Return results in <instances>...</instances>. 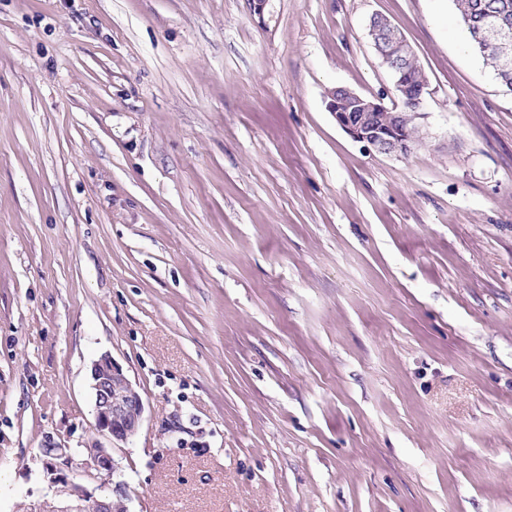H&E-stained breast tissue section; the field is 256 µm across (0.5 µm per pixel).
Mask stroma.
<instances>
[{
  "label": "stroma",
  "mask_w": 512,
  "mask_h": 512,
  "mask_svg": "<svg viewBox=\"0 0 512 512\" xmlns=\"http://www.w3.org/2000/svg\"><path fill=\"white\" fill-rule=\"evenodd\" d=\"M428 79L425 145L330 90ZM451 0H0V512L141 394L130 512H512V91ZM380 28L395 30L397 28L381 14H373L370 17L369 33L377 54H379L382 60V65L386 67L390 74L391 90L377 98H368L346 87L334 88L329 92L328 108L336 123L345 133L355 142L362 143L363 147L370 152L374 151L378 154L390 156H405L411 153L421 142L413 139L409 140L407 132L402 125L395 124L387 127L381 125L378 113L385 111L380 113L382 123L393 122V113H400V119L406 126L409 135L416 139H424L422 128L414 122L412 115L408 113H413L414 118L418 122L424 115V113L420 112L422 104L415 112L404 107L393 110L383 102L384 96H388V93H391V91L394 93L402 91L408 96L406 90L411 74L409 62L411 61L413 50L399 31V39L394 45H391L384 39H380L378 37L380 35ZM395 30L387 31L389 39H393L398 35ZM336 89L340 90L341 94L336 95ZM90 378L95 429L112 443L113 450L139 432L145 411L143 398L109 354L92 363Z\"/></svg>",
  "instance_id": "obj_1"
}]
</instances>
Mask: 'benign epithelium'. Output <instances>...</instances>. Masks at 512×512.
<instances>
[{"mask_svg": "<svg viewBox=\"0 0 512 512\" xmlns=\"http://www.w3.org/2000/svg\"><path fill=\"white\" fill-rule=\"evenodd\" d=\"M393 28L381 14L370 17L368 29L382 65L388 70L391 91H406L410 81L409 62L412 47L404 36L395 44L379 38L380 29ZM476 40L487 49H501L503 66H512L508 53L512 45V25L497 14H486L474 26ZM328 108L336 123L354 141L369 151L390 156H405L420 142L407 137L403 126H383L378 113L389 110L384 96L368 98L342 87L329 92ZM91 389L94 394L95 429L118 448L135 436L142 425L145 406L141 394L124 374L122 367L109 354L100 356L90 369ZM44 467L50 475L54 493L65 492L57 512H115L116 507L128 510L127 483L115 477L118 463L104 446L85 448L74 456L65 448L42 449ZM114 477L107 490L98 493L89 488L91 480Z\"/></svg>", "mask_w": 512, "mask_h": 512, "instance_id": "obj_1", "label": "benign epithelium"}]
</instances>
